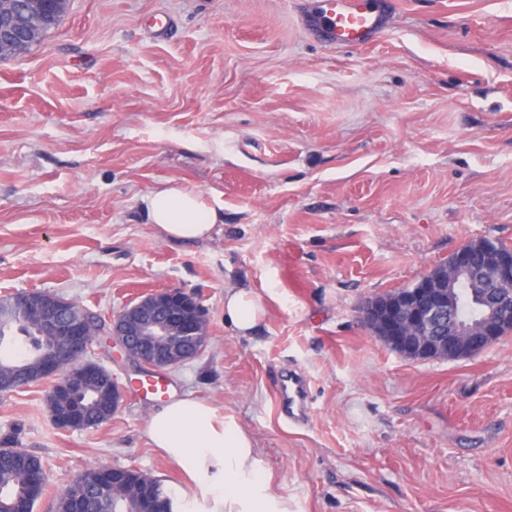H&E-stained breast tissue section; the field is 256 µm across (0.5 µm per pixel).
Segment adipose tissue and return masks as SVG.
Masks as SVG:
<instances>
[{"label":"adipose tissue","instance_id":"ef3b65f1","mask_svg":"<svg viewBox=\"0 0 512 512\" xmlns=\"http://www.w3.org/2000/svg\"><path fill=\"white\" fill-rule=\"evenodd\" d=\"M142 210L146 223L166 240L205 239L224 221L218 203L174 182L145 196ZM264 315L260 295L226 289L224 323L235 333H252ZM147 435L209 496V512H290L287 498L272 492L254 440L232 412H218L201 397L174 393L151 412Z\"/></svg>","mask_w":512,"mask_h":512}]
</instances>
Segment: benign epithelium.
<instances>
[{
  "mask_svg": "<svg viewBox=\"0 0 512 512\" xmlns=\"http://www.w3.org/2000/svg\"><path fill=\"white\" fill-rule=\"evenodd\" d=\"M61 0H22L16 12L0 14V55L22 50L56 21ZM437 277L424 273L411 288H396L367 301L359 316L395 352L416 360L471 358L512 334V247L481 239V249L464 243L441 264ZM463 279L482 284L479 314L472 323L456 315L454 286ZM19 318L62 345L38 360L35 380H53L48 398L58 402L52 415L64 430L84 428L77 394L88 388L112 389L103 407L111 418L122 401L112 375L83 356L91 324L72 302L49 291H24L0 308V325ZM207 313L184 288L155 290L112 316V346L134 365L151 372L177 368L207 346Z\"/></svg>",
  "mask_w": 512,
  "mask_h": 512,
  "instance_id": "obj_1",
  "label": "benign epithelium"
}]
</instances>
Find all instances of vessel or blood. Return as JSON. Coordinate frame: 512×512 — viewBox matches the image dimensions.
<instances>
[{
	"mask_svg": "<svg viewBox=\"0 0 512 512\" xmlns=\"http://www.w3.org/2000/svg\"><path fill=\"white\" fill-rule=\"evenodd\" d=\"M309 30L322 41L361 47L378 37L388 23L389 0H316ZM279 404L291 421L303 420L309 391L302 373L290 372L279 388Z\"/></svg>",
	"mask_w": 512,
	"mask_h": 512,
	"instance_id": "vessel-or-blood-1",
	"label": "vessel or blood"
}]
</instances>
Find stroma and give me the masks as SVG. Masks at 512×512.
<instances>
[{"label": "stroma", "mask_w": 512, "mask_h": 512, "mask_svg": "<svg viewBox=\"0 0 512 512\" xmlns=\"http://www.w3.org/2000/svg\"><path fill=\"white\" fill-rule=\"evenodd\" d=\"M312 0H70L0 61V296L44 290L111 319L142 293L193 291L210 341L165 373L233 411L292 512H512V335L464 360H412L369 332V298L463 243L512 246V0H394L362 48L314 38ZM217 200L203 241L163 240L143 196ZM259 294L255 331L224 291ZM123 401L61 430L49 381L0 394V435L39 456L33 512L87 466L134 467L208 502L146 435L157 399L105 343ZM300 370L309 418L277 379ZM265 310L260 295L245 288H228L224 293V324L240 336L252 333ZM278 397L280 408L289 421H301L306 417L309 391L302 373L290 372L279 388Z\"/></svg>", "instance_id": "obj_1"}]
</instances>
